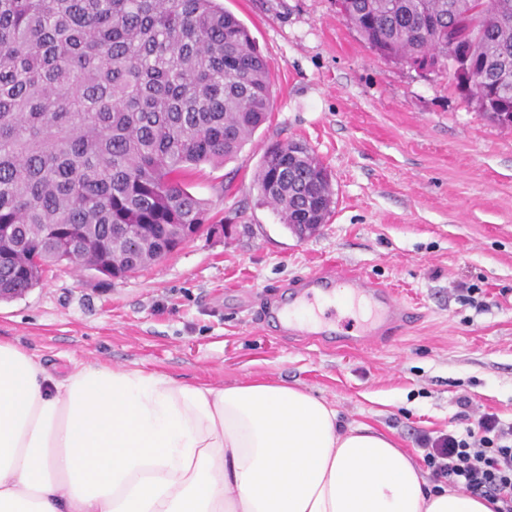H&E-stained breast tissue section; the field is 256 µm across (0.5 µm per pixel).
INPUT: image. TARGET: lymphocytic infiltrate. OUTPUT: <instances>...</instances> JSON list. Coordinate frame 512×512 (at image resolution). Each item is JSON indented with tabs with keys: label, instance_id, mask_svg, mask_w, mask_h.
<instances>
[{
	"label": "lymphocytic infiltrate",
	"instance_id": "1",
	"mask_svg": "<svg viewBox=\"0 0 512 512\" xmlns=\"http://www.w3.org/2000/svg\"><path fill=\"white\" fill-rule=\"evenodd\" d=\"M458 403L463 430L416 438L431 480L483 496L494 503V512H512V421L476 411L471 397H459Z\"/></svg>",
	"mask_w": 512,
	"mask_h": 512
}]
</instances>
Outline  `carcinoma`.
Listing matches in <instances>:
<instances>
[{
	"label": "carcinoma",
	"mask_w": 512,
	"mask_h": 512,
	"mask_svg": "<svg viewBox=\"0 0 512 512\" xmlns=\"http://www.w3.org/2000/svg\"><path fill=\"white\" fill-rule=\"evenodd\" d=\"M492 4L344 0L343 17L404 61L448 56L457 29L486 73L464 94L497 124L512 113V0ZM271 106L265 58L219 0H0V288H34L63 258L115 278L156 262L206 219L185 179L236 156ZM255 181L293 234L331 212L302 140L275 144Z\"/></svg>",
	"instance_id": "carcinoma-1"
}]
</instances>
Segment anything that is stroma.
Returning <instances> with one entry per match:
<instances>
[{
	"instance_id": "1",
	"label": "stroma",
	"mask_w": 512,
	"mask_h": 512,
	"mask_svg": "<svg viewBox=\"0 0 512 512\" xmlns=\"http://www.w3.org/2000/svg\"><path fill=\"white\" fill-rule=\"evenodd\" d=\"M266 56L273 100L231 160L189 190L209 220L190 242L122 280L61 264L0 303V338L55 371L70 360L142 367L188 383L254 377L305 389L346 425L415 435L461 429L456 401L512 418V129L487 120L445 73L371 50L334 0H224ZM305 141L336 206L300 240L264 204L266 149ZM358 269L413 306L404 332L358 349L280 334L255 311L329 263ZM478 285L483 306L455 291Z\"/></svg>"
}]
</instances>
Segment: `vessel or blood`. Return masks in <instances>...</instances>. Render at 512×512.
Here are the masks:
<instances>
[{
  "instance_id": "obj_1",
  "label": "vessel or blood",
  "mask_w": 512,
  "mask_h": 512,
  "mask_svg": "<svg viewBox=\"0 0 512 512\" xmlns=\"http://www.w3.org/2000/svg\"><path fill=\"white\" fill-rule=\"evenodd\" d=\"M347 295L351 305H364L370 315L358 322L354 334L337 337L342 346L358 347L370 339L399 332L407 325L410 313L392 292L366 281L360 274L349 269L330 268L302 277L291 289L287 299L272 298L261 312L263 318L278 324L284 335L320 339V332L311 328V318L295 317V309H316L319 303L335 300L337 295Z\"/></svg>"
}]
</instances>
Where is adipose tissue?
I'll list each match as a JSON object with an SVG mask.
<instances>
[{
    "label": "adipose tissue",
    "instance_id": "ef3b65f1",
    "mask_svg": "<svg viewBox=\"0 0 512 512\" xmlns=\"http://www.w3.org/2000/svg\"><path fill=\"white\" fill-rule=\"evenodd\" d=\"M0 512H493L306 390L192 384L0 340Z\"/></svg>",
    "mask_w": 512,
    "mask_h": 512
}]
</instances>
